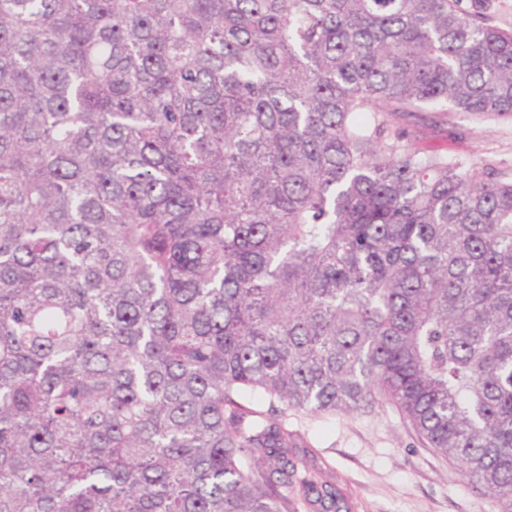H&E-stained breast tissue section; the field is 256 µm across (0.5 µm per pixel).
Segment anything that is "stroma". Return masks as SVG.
Segmentation results:
<instances>
[{"mask_svg": "<svg viewBox=\"0 0 512 512\" xmlns=\"http://www.w3.org/2000/svg\"><path fill=\"white\" fill-rule=\"evenodd\" d=\"M392 128L424 153L512 171V116L463 112L392 115ZM299 477L331 485L343 512H500L459 467L427 448L390 406L289 417Z\"/></svg>", "mask_w": 512, "mask_h": 512, "instance_id": "stroma-1", "label": "stroma"}]
</instances>
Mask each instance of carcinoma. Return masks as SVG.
Wrapping results in <instances>:
<instances>
[{"instance_id": "obj_1", "label": "carcinoma", "mask_w": 512, "mask_h": 512, "mask_svg": "<svg viewBox=\"0 0 512 512\" xmlns=\"http://www.w3.org/2000/svg\"><path fill=\"white\" fill-rule=\"evenodd\" d=\"M443 104L512 115L462 0H0V512H290L288 413L383 405L512 512V172L390 126Z\"/></svg>"}]
</instances>
